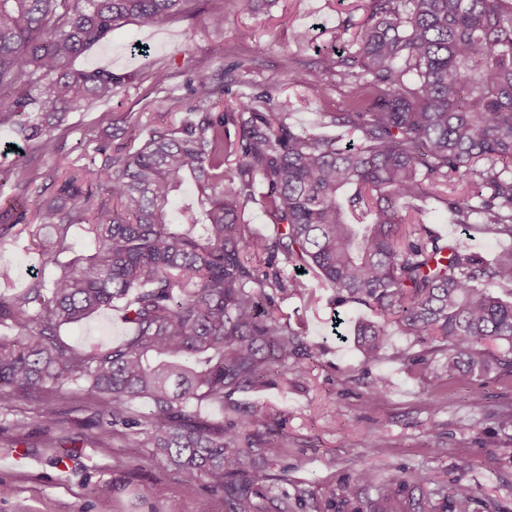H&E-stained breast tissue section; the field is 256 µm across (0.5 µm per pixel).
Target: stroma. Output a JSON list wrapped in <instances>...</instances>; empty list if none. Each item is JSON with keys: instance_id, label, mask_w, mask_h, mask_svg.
<instances>
[{"instance_id": "1", "label": "stroma", "mask_w": 512, "mask_h": 512, "mask_svg": "<svg viewBox=\"0 0 512 512\" xmlns=\"http://www.w3.org/2000/svg\"><path fill=\"white\" fill-rule=\"evenodd\" d=\"M190 8L189 17L154 28L132 23L117 28L108 41L76 59V68H106L124 82L110 100L71 113L54 132V152L0 127V171L23 152L35 158L41 172L31 187L0 196V212L22 204L27 223H39L34 203L57 169L92 165L99 146L126 142L128 129L148 138L158 122L156 101L165 100L169 121L188 117L192 95L186 78L198 70L223 87L228 106L239 94L272 91L287 103L290 121L299 129L312 128L320 113L343 110L347 89L334 76H327L326 96L319 99L289 83L284 69L289 61L310 64L343 48L366 18L364 0H192ZM217 8L224 11L220 33L208 28V16ZM242 28L252 31L251 39H239ZM300 31L307 34L302 43L296 40ZM135 42L149 46V65L133 59ZM112 114L121 122L109 135L103 128ZM425 222L444 240H466L490 260L512 249V240L449 223L447 212L434 203ZM0 264L14 270V294L35 279L48 281L60 273L41 263L29 248L28 234L16 227L0 245ZM282 275L306 288L301 295L278 294L276 301L312 348L309 376L297 386L277 382L234 397L260 419L275 416L283 424L286 448L280 464L288 478L273 484L272 494L288 495L294 512H356L376 498L374 489L363 487L357 499L344 502V486L356 484L362 471L394 483L420 472L429 478L428 512H443V498L455 484L469 488V512H512V427L500 423L512 411V386L448 375L442 354L410 345L397 330L380 360H365L354 327L371 318L370 309L337 305L316 270L300 272L286 264ZM129 332L122 311L105 309L81 325L63 327L60 337L88 350ZM405 346L424 356V363L411 367L395 360L392 348ZM379 375L389 379L390 390L379 404L364 408L363 398ZM58 410L62 423L55 433L62 445L47 448L34 422L39 402L0 403V512H224L220 495L158 466L150 449L133 447L124 437L98 438L94 409L83 391L74 390ZM18 421L23 431H14Z\"/></svg>"}]
</instances>
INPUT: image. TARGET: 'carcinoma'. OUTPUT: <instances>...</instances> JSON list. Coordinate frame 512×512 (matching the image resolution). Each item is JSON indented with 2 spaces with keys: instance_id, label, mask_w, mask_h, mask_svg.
<instances>
[{
  "instance_id": "1",
  "label": "carcinoma",
  "mask_w": 512,
  "mask_h": 512,
  "mask_svg": "<svg viewBox=\"0 0 512 512\" xmlns=\"http://www.w3.org/2000/svg\"><path fill=\"white\" fill-rule=\"evenodd\" d=\"M189 0H0V127L53 147L69 114L112 98L108 69L78 70L75 59L128 21L153 28L187 13ZM352 43L288 80L322 97L325 77L349 87L340 112L321 113L326 136L298 130L272 94L243 95L230 115L224 91L195 72L192 121L162 123L138 147L119 146L85 174L53 178L36 209L49 233L30 232L43 264L56 265L70 226L85 224L95 251L73 259L51 282L0 295V402L38 398L35 423L55 448L57 404L86 386L98 434L136 438L186 481L224 492V512H263L261 482L283 457L279 429L239 409L232 395L256 391L274 375L305 379L311 356L300 332L277 313L280 263L315 269L341 305L359 304L380 320L356 329L376 361L396 324L414 342L444 354L448 375L512 383V251L488 260L467 242L444 243L417 203L446 206L448 223L478 224L512 239V0H367ZM37 167L19 157L0 173V194L29 187ZM105 187L99 203L87 182ZM281 231L258 237L241 222L256 183ZM197 189L202 218L174 221L173 198ZM123 303L132 332L121 342L73 349L65 325ZM389 388L376 378L365 406ZM145 399L146 416L134 412ZM204 402L234 417L195 414ZM358 482L389 500L395 489L370 470ZM467 512L470 490L447 496Z\"/></svg>"
}]
</instances>
